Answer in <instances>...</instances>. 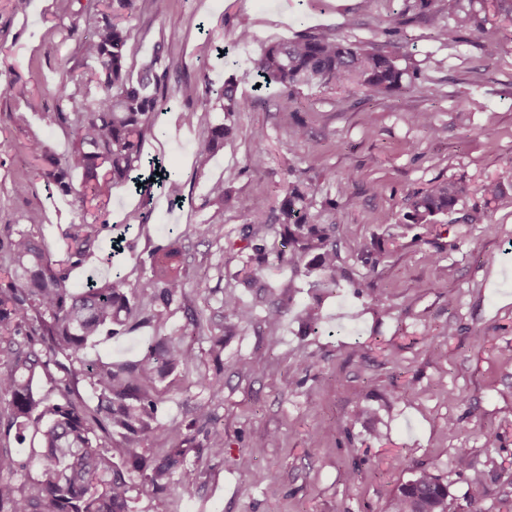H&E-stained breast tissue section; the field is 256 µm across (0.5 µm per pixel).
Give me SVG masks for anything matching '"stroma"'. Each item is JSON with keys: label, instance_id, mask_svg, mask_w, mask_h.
I'll return each mask as SVG.
<instances>
[{"label": "stroma", "instance_id": "stroma-1", "mask_svg": "<svg viewBox=\"0 0 512 512\" xmlns=\"http://www.w3.org/2000/svg\"><path fill=\"white\" fill-rule=\"evenodd\" d=\"M414 2L137 0L127 63L140 69L164 47L168 88L144 152L162 159L171 176L138 193L112 189L100 237L128 225L125 248L71 267L69 281L77 290L117 272L135 286L150 273L154 247L179 233L187 284L170 305L141 313L134 330L88 342L81 360L50 366L39 378L43 392L69 380L73 399L92 407L87 363L134 362L149 344L180 334L195 348L193 365L148 380L158 427L144 449L180 446L201 476L187 491L132 497L131 512H389L390 491L423 469L448 484L449 512H501L502 500H512V191L489 205L475 191L447 224L400 221L409 196L430 183L512 182V29L487 24L483 41L501 45L491 59L467 31L452 26L447 40L436 39ZM90 25L88 0H30L22 14L0 0V77L26 90L0 102V256L8 228H24L26 214L38 211L37 239L53 264H64L65 232L84 219L41 177L25 146L38 139L55 156L71 153V129L48 125L43 115L61 82L82 90L79 41ZM244 29L252 38L241 43ZM305 32L393 48L418 77L392 96L304 88L281 110L279 89L255 90L254 62L268 44ZM204 80L232 81L249 108L228 115L218 103L176 92ZM194 110L201 120L183 124L182 113ZM16 112L26 123L12 121ZM420 112L430 114L431 129L416 122ZM296 120L307 130L301 142L288 135ZM219 123L228 128L223 147L197 166L198 142ZM258 129L268 159L257 171L250 159ZM294 174L313 190L321 223L336 227V262L347 281L336 294L320 288L317 268L288 285L277 216ZM219 179L220 205L208 195ZM22 180L28 188L19 194ZM243 201L268 219L259 240L248 237ZM476 209L483 222L465 223ZM229 294L251 308L250 320L227 315ZM273 304L281 310L275 326L265 319ZM307 305L321 311L319 330L302 323ZM193 316L201 333L187 330ZM218 337L224 350L217 357ZM200 373L223 388L198 387ZM199 407L215 426L192 424ZM215 430L224 435L219 457L206 450ZM263 435L274 436L273 446H257ZM462 448L464 469L455 463ZM243 456L250 470L239 468ZM477 477L486 493L474 502Z\"/></svg>", "mask_w": 512, "mask_h": 512}]
</instances>
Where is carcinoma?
<instances>
[{
    "label": "carcinoma",
    "instance_id": "obj_1",
    "mask_svg": "<svg viewBox=\"0 0 512 512\" xmlns=\"http://www.w3.org/2000/svg\"><path fill=\"white\" fill-rule=\"evenodd\" d=\"M135 6L136 0H91L93 26L80 39L79 50L88 66L86 82L95 84L98 94H86L78 102L64 82L56 90L54 111L45 113L49 124L72 129L70 155L57 158L39 140L26 146L28 155L39 162L41 176L95 221L110 189L137 187L140 172L150 164L143 141L166 89V73L157 71L164 46L140 72L127 65V23ZM414 7L432 25L446 11L456 27L477 40L483 38L488 21L484 7L466 8L462 0H415ZM255 70L260 86L281 88L285 109L303 87L345 91L354 86L374 94H393L415 80L414 71L400 66L399 56L322 32L268 45ZM216 100L229 114L249 106L231 82L216 90ZM226 133L222 124L211 128L198 143L199 164L224 144ZM75 169L82 173L77 186L72 180ZM469 193L462 182H433L413 193L403 223L437 224L438 217L453 213ZM480 193L489 205L505 194V188L491 180L481 186ZM315 206L302 180L288 182V198L280 209L288 266L297 276L306 258L313 256L324 274L322 287L338 288L343 273L336 266L335 225L317 223ZM8 234V256L0 261V274L9 280L0 288V439L11 436L19 447L0 444V512H129L126 473L130 470L143 473L139 494L147 499L167 492L175 480L184 488L192 486L200 473L185 464L183 450L159 457L139 452L154 431L158 408L157 399L140 380L173 363H193L195 352L183 340H164L133 366L90 365L88 373L98 398L93 412L67 398L69 383L64 380L56 383L62 397L56 403L34 388L37 374L47 370L52 357L64 353L77 359L87 341L103 329L122 327L143 306H166L182 293L186 279L181 239L170 238L151 253V275L135 286L132 301L118 276L91 280L81 291H74L68 270L46 258L32 232L10 229ZM98 237L95 223L71 225L68 262H84L98 247ZM224 308L240 321L252 314L235 296L225 299ZM99 431L109 438L119 433L121 447L97 443ZM29 437L38 448L26 455L20 445ZM35 463L39 464L36 478L13 481L17 475H28ZM449 497L448 485L422 470L391 492L390 512H448Z\"/></svg>",
    "mask_w": 512,
    "mask_h": 512
}]
</instances>
